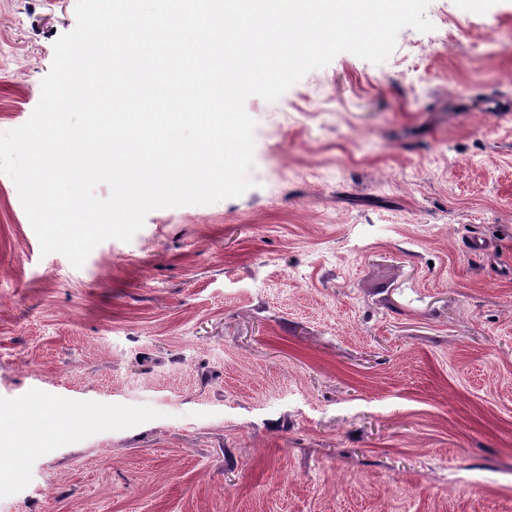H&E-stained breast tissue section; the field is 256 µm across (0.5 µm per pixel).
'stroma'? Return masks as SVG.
Returning <instances> with one entry per match:
<instances>
[{
  "label": "stroma",
  "mask_w": 512,
  "mask_h": 512,
  "mask_svg": "<svg viewBox=\"0 0 512 512\" xmlns=\"http://www.w3.org/2000/svg\"><path fill=\"white\" fill-rule=\"evenodd\" d=\"M75 7L0 0V132ZM426 16L249 97L252 187L81 267L0 173V442L84 417L0 512H512V0Z\"/></svg>",
  "instance_id": "stroma-1"
}]
</instances>
